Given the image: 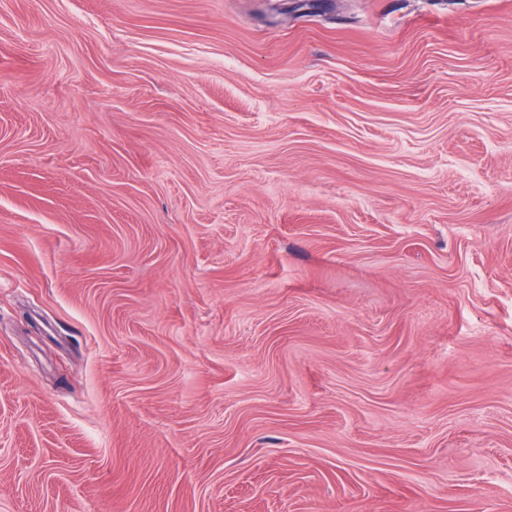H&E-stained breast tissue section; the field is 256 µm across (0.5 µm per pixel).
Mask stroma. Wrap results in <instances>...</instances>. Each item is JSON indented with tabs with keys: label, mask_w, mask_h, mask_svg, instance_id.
Wrapping results in <instances>:
<instances>
[{
	"label": "stroma",
	"mask_w": 512,
	"mask_h": 512,
	"mask_svg": "<svg viewBox=\"0 0 512 512\" xmlns=\"http://www.w3.org/2000/svg\"><path fill=\"white\" fill-rule=\"evenodd\" d=\"M0 512H512V0H0Z\"/></svg>",
	"instance_id": "stroma-1"
}]
</instances>
